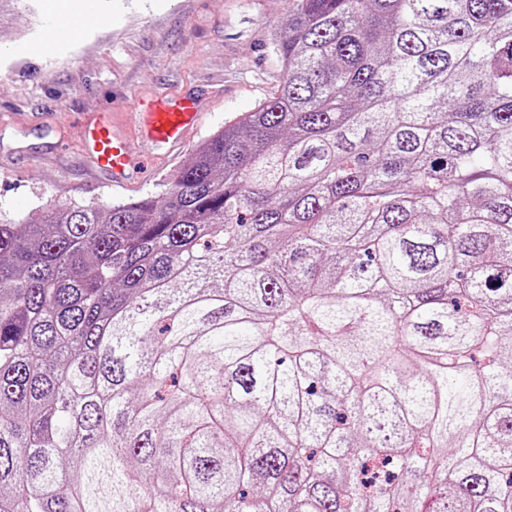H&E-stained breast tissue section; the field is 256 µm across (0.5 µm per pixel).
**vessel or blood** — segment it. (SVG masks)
I'll return each instance as SVG.
<instances>
[{"instance_id": "vessel-or-blood-1", "label": "vessel or blood", "mask_w": 512, "mask_h": 512, "mask_svg": "<svg viewBox=\"0 0 512 512\" xmlns=\"http://www.w3.org/2000/svg\"><path fill=\"white\" fill-rule=\"evenodd\" d=\"M135 138L121 134L108 112L94 114L80 126V145L95 167L110 175L113 184L127 182L143 164L135 142L164 150L183 145L193 127L201 122L194 100L186 95L156 94L137 99L133 105Z\"/></svg>"}]
</instances>
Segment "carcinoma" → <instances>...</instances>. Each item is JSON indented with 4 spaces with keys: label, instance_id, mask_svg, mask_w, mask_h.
Listing matches in <instances>:
<instances>
[{
    "label": "carcinoma",
    "instance_id": "cac0c4a2",
    "mask_svg": "<svg viewBox=\"0 0 512 512\" xmlns=\"http://www.w3.org/2000/svg\"><path fill=\"white\" fill-rule=\"evenodd\" d=\"M160 197L0 222V512H512V0H297Z\"/></svg>",
    "mask_w": 512,
    "mask_h": 512
}]
</instances>
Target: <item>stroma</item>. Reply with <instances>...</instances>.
I'll return each mask as SVG.
<instances>
[{"instance_id":"stroma-1","label":"stroma","mask_w":512,"mask_h":512,"mask_svg":"<svg viewBox=\"0 0 512 512\" xmlns=\"http://www.w3.org/2000/svg\"><path fill=\"white\" fill-rule=\"evenodd\" d=\"M0 0V216L16 221L49 204H106L158 196L196 146L273 96L282 62L272 42L296 0H97L100 23L47 53L51 3ZM159 93L194 97L203 125L186 145L151 157L113 186L79 146L90 114L130 128L129 105Z\"/></svg>"}]
</instances>
